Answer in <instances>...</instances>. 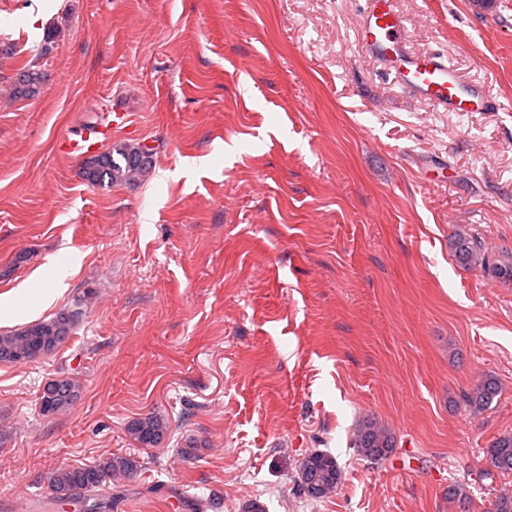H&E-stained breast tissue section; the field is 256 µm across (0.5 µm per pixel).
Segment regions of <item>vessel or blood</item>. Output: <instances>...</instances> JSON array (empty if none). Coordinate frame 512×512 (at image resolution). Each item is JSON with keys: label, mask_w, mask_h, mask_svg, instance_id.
<instances>
[{"label": "vessel or blood", "mask_w": 512, "mask_h": 512, "mask_svg": "<svg viewBox=\"0 0 512 512\" xmlns=\"http://www.w3.org/2000/svg\"><path fill=\"white\" fill-rule=\"evenodd\" d=\"M356 46L363 57L376 61L382 70L417 98L448 112H485L493 107L489 90L480 80H460L447 57L437 51L413 52L405 37V20L395 0H366L359 18ZM125 113L112 115L109 125L96 127L65 144L68 153L83 156L109 139L113 128L125 124Z\"/></svg>", "instance_id": "vessel-or-blood-1"}]
</instances>
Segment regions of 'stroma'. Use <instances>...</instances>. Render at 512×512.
Returning a JSON list of instances; mask_svg holds the SVG:
<instances>
[{
	"label": "stroma",
	"mask_w": 512,
	"mask_h": 512,
	"mask_svg": "<svg viewBox=\"0 0 512 512\" xmlns=\"http://www.w3.org/2000/svg\"><path fill=\"white\" fill-rule=\"evenodd\" d=\"M414 51L480 76L496 107L438 112L356 50L364 0H0V299L51 285L8 333L73 311L52 354L0 362V512L54 500L51 473L115 455L111 512H494L512 473V283L449 237L512 251V0H396ZM25 65L46 73L19 99ZM127 113L102 151L152 150L135 184L94 186L66 138ZM501 394L475 411L479 377ZM81 395L50 416L39 394ZM164 415V441L127 424ZM394 436L373 464L361 420ZM333 455L313 500L297 473ZM450 246L457 261L464 267H480L502 282H512V251H502V257L497 259L489 254L478 233L463 231L455 233ZM80 397V386L69 378H59L45 384L40 397V411L43 415L54 414L72 406ZM167 429L168 425L163 416L150 413L132 420L126 426V433L134 443L148 448L160 444ZM487 462L501 472H512V433L495 438L487 448ZM341 477L335 457L314 452L300 463L297 482L307 497L320 499L338 487Z\"/></svg>",
	"instance_id": "1"
}]
</instances>
